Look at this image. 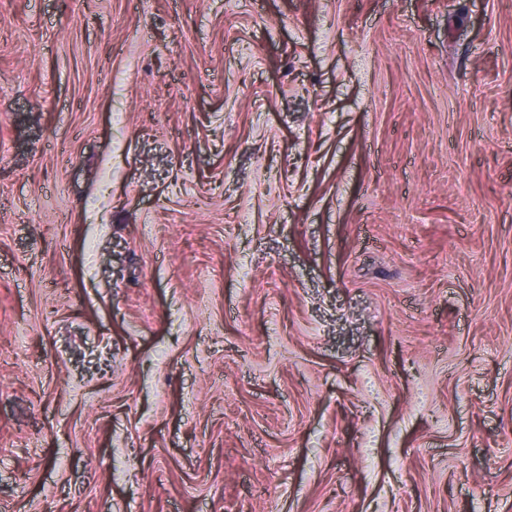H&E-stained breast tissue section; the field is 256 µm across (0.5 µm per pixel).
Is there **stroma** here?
Listing matches in <instances>:
<instances>
[{"label": "stroma", "instance_id": "1", "mask_svg": "<svg viewBox=\"0 0 512 512\" xmlns=\"http://www.w3.org/2000/svg\"><path fill=\"white\" fill-rule=\"evenodd\" d=\"M0 512H512V0H0Z\"/></svg>", "mask_w": 512, "mask_h": 512}]
</instances>
